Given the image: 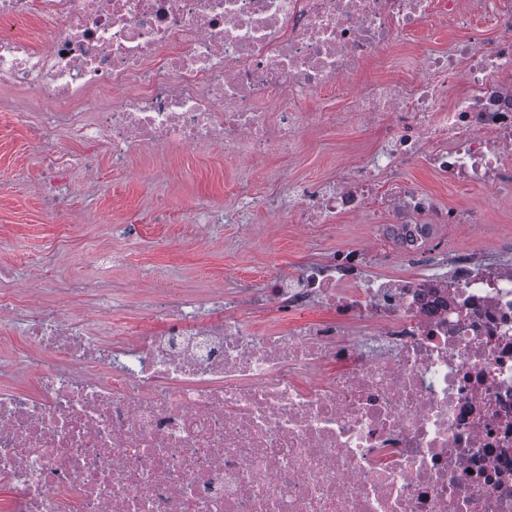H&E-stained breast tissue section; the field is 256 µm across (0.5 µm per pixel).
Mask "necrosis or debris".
<instances>
[{"mask_svg": "<svg viewBox=\"0 0 512 512\" xmlns=\"http://www.w3.org/2000/svg\"><path fill=\"white\" fill-rule=\"evenodd\" d=\"M39 16L41 49L6 32ZM483 18L493 38L423 51L404 89L372 82L347 111L310 99L356 81L425 25ZM512 10L499 0H0V82L31 89L29 146L46 208L68 199L47 134L136 149L211 145L260 162L314 129L374 130L327 183H288L291 222L335 229L370 209L363 244L263 280L218 314L174 299L159 329L89 332L46 284L0 290V330L37 358L31 391L0 388L7 512H512V236L501 256L430 245L440 206L402 177L512 192ZM115 89L111 107L84 99ZM83 99L85 109L70 104ZM405 262L408 274L380 267ZM266 312L279 329H254Z\"/></svg>", "mask_w": 512, "mask_h": 512, "instance_id": "necrosis-or-debris-1", "label": "necrosis or debris"}]
</instances>
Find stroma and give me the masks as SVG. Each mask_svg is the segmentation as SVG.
Listing matches in <instances>:
<instances>
[{
	"mask_svg": "<svg viewBox=\"0 0 512 512\" xmlns=\"http://www.w3.org/2000/svg\"><path fill=\"white\" fill-rule=\"evenodd\" d=\"M467 35L457 25L434 24L395 46L384 63L371 64L364 78L406 86L420 76L422 48L444 51ZM31 103L29 90L0 83V269L13 271L10 284L17 288L54 273L60 289L55 304L96 328L148 322L162 288L185 289L199 301L214 288L243 294L302 257L360 242L366 224L384 221L375 211L363 220L339 218L334 232L315 224L300 236L284 215L250 201L282 192L287 178L330 180L342 163L374 147L373 131L350 125L316 131L295 153L256 168L247 158L195 146L139 151L122 170L113 169L106 144L91 147L57 129L50 137L54 145L67 155L95 151L98 168L75 172L66 206L50 213L32 189L39 168L29 153V130L12 120L13 112ZM403 175L440 205L465 204L490 216L484 229L470 235L435 225L433 242L492 254L500 238L512 234V194L448 185L420 163ZM209 205L230 211L232 222L188 220V212Z\"/></svg>",
	"mask_w": 512,
	"mask_h": 512,
	"instance_id": "1",
	"label": "stroma"
}]
</instances>
